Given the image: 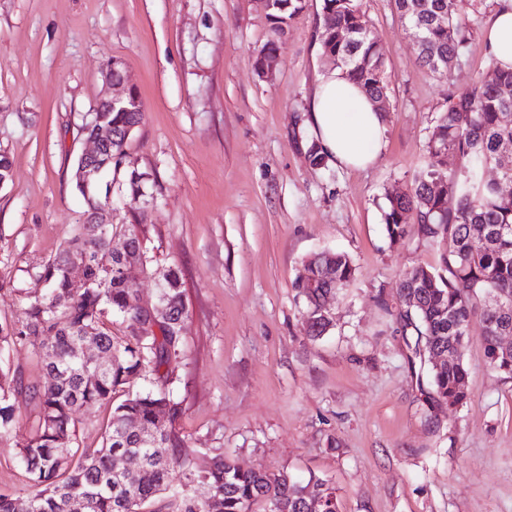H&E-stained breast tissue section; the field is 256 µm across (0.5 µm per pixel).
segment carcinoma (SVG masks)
I'll list each match as a JSON object with an SVG mask.
<instances>
[{"mask_svg":"<svg viewBox=\"0 0 512 512\" xmlns=\"http://www.w3.org/2000/svg\"><path fill=\"white\" fill-rule=\"evenodd\" d=\"M305 0H271L268 16L277 49ZM412 32L417 60L439 78L461 61L472 36L466 16L486 12V0H395ZM362 0H323L318 40L323 54L336 58V68L360 83L382 105L387 81L383 55L372 33L363 31ZM126 112L102 104L83 118L81 132L112 138L102 145L99 163L119 172L126 146L144 117L140 96ZM512 70L448 97L429 129L428 160L411 186L387 194L386 235L392 244L411 235L442 247L437 267L407 270L399 285L396 320L403 336L415 337L413 357L444 354L448 367L430 368L432 399L449 409L469 400L464 350L477 301L484 300L481 344L490 368L512 377V350L498 337L512 335ZM459 169L447 168L448 156ZM498 180L482 178L485 167ZM85 205L58 254L36 266L47 293L29 301L21 316L0 322V352L16 345L31 347L53 382L40 387L0 360V434L16 425L18 404L30 407L33 419L18 442L19 456L34 492L26 496L0 491V512H338L336 490L314 475L305 482L285 472L244 469L228 456L215 457L203 469L193 467L178 420L182 403L160 387L127 395L112 406L103 440L96 448L77 443L78 414L92 404L111 402L117 387L136 373L151 372L165 384L169 368L182 359L183 322L187 317L183 282L174 267L156 270L154 319L141 304L138 289L122 268L135 263L146 270L150 258L140 224H97V212L112 205V185L74 178ZM144 174L131 171L121 183L123 195H143ZM456 199L448 206V196ZM412 222H406V216ZM125 251L112 249V240ZM80 263L85 283L75 287L69 268ZM356 267L345 253L325 251L302 262L293 288L307 303L305 324L310 336L330 324L324 306L328 296L346 288ZM126 323L127 336H112V318ZM95 345L102 369L83 361L79 351ZM117 455L139 460L130 481L113 469Z\"/></svg>","mask_w":512,"mask_h":512,"instance_id":"carcinoma-1","label":"carcinoma"}]
</instances>
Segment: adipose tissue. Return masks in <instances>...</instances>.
Masks as SVG:
<instances>
[{
	"label": "adipose tissue",
	"instance_id": "obj_1",
	"mask_svg": "<svg viewBox=\"0 0 512 512\" xmlns=\"http://www.w3.org/2000/svg\"><path fill=\"white\" fill-rule=\"evenodd\" d=\"M485 48L496 67H512V0H495ZM306 122L322 151L337 165L364 169L380 158L387 124L365 92L336 70L322 74Z\"/></svg>",
	"mask_w": 512,
	"mask_h": 512
}]
</instances>
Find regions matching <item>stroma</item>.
I'll list each match as a JSON object with an SVG mask.
<instances>
[{
    "label": "stroma",
    "instance_id": "1",
    "mask_svg": "<svg viewBox=\"0 0 512 512\" xmlns=\"http://www.w3.org/2000/svg\"><path fill=\"white\" fill-rule=\"evenodd\" d=\"M388 80L386 148L364 170L312 167L304 114L334 67L317 31L322 0H306L276 51L272 77L255 60L272 37L259 0H0V321L45 293L33 272L79 223L72 189L86 148L82 117L110 93L120 59L145 116L122 172L146 194L112 207L135 213L154 266L178 267L185 288V360L168 389L194 466L221 454L245 468L317 476L339 512H512V378L492 371L479 341L465 351L470 399L428 397L389 309L409 268L439 264L438 245L390 244L386 193L426 160L428 129L449 94L491 78L473 21L448 80L419 65L394 0H363ZM332 250L356 265L327 302L331 324L306 336L292 283L301 261ZM17 436L0 437V491L31 490Z\"/></svg>",
    "mask_w": 512,
    "mask_h": 512
}]
</instances>
